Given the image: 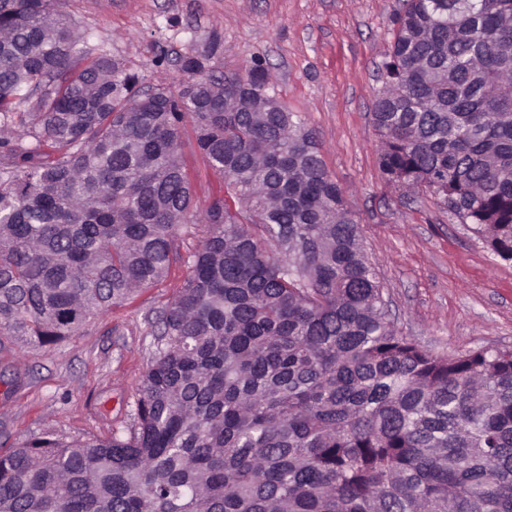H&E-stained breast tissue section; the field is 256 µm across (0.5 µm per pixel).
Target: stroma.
Returning a JSON list of instances; mask_svg holds the SVG:
<instances>
[{
  "label": "stroma",
  "instance_id": "obj_1",
  "mask_svg": "<svg viewBox=\"0 0 512 512\" xmlns=\"http://www.w3.org/2000/svg\"><path fill=\"white\" fill-rule=\"evenodd\" d=\"M402 0H65L93 35L94 51L122 59L144 84L169 86L179 57L220 35L218 66H268L278 99L315 135L325 167L360 228L391 319L437 354L512 349V261L496 257L471 225L426 191L387 184L378 163L373 107L385 87L391 19ZM181 155L197 207L224 183L196 147ZM187 273L173 263L154 287L52 348L0 341V450L51 431L111 436L130 426L154 355L156 318Z\"/></svg>",
  "mask_w": 512,
  "mask_h": 512
}]
</instances>
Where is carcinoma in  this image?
<instances>
[{
    "mask_svg": "<svg viewBox=\"0 0 512 512\" xmlns=\"http://www.w3.org/2000/svg\"><path fill=\"white\" fill-rule=\"evenodd\" d=\"M392 36L381 171L511 261L512 0H403ZM220 49L146 88L63 0H0V336L54 346L187 267L131 427L0 452V512H512V349L396 329L315 136L249 111L256 58L224 111ZM187 121L224 181L202 210Z\"/></svg>",
    "mask_w": 512,
    "mask_h": 512,
    "instance_id": "obj_1",
    "label": "carcinoma"
}]
</instances>
